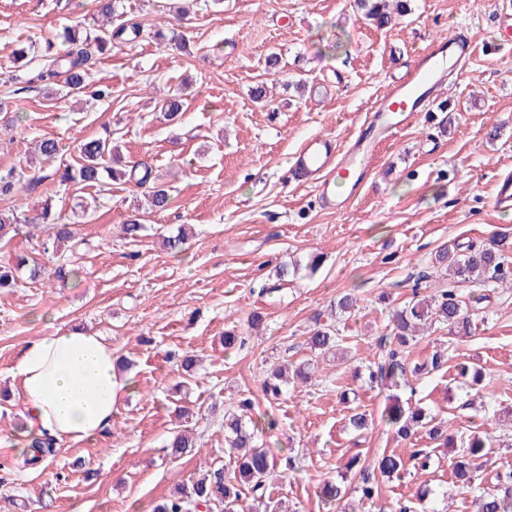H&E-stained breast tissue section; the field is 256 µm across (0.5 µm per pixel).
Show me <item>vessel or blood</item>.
<instances>
[{"label": "vessel or blood", "instance_id": "obj_1", "mask_svg": "<svg viewBox=\"0 0 512 512\" xmlns=\"http://www.w3.org/2000/svg\"><path fill=\"white\" fill-rule=\"evenodd\" d=\"M476 47L475 34L463 27L430 40L416 52L409 69L392 80L387 92L374 102L371 134L357 135L343 147L329 134L309 137L291 159L293 177L314 185L326 208L339 213L346 210L371 174L378 146L395 138L414 113L425 109L448 69L461 71L468 66ZM490 203L495 211H512L511 174L496 178Z\"/></svg>", "mask_w": 512, "mask_h": 512}]
</instances>
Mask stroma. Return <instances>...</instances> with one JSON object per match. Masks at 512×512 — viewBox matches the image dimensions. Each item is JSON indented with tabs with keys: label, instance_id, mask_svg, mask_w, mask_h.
Here are the masks:
<instances>
[{
	"label": "stroma",
	"instance_id": "obj_1",
	"mask_svg": "<svg viewBox=\"0 0 512 512\" xmlns=\"http://www.w3.org/2000/svg\"><path fill=\"white\" fill-rule=\"evenodd\" d=\"M498 2L408 0V15L380 29L354 0H197L186 24L175 20L169 0H122L119 22L142 23L143 33L95 57L89 82L111 91L96 98L68 93L60 78L20 93L11 79L18 50L41 46L75 20L95 28L92 0H0V99L8 104L0 111V170L22 165L32 177L21 200L2 198L0 210L16 207L32 218L51 201L75 220L79 240L46 261L76 267L73 282L23 272L15 288L0 292V512H152L199 474L232 469L224 415L247 397L280 423L264 436L265 448L297 459L295 472L271 482L270 496L286 512H327L320 485L336 477L340 459L369 463L409 448L432 450V466L381 480L368 512H396L426 484L448 489L450 512H475L480 489L453 484L450 452L423 429L396 439L380 420L385 390L354 368L372 360L390 309L413 288L428 294L447 286L437 250L512 237V212L490 204L496 175L512 171V44L494 39ZM458 25L478 39L473 60L378 150L345 212L324 207L314 187L290 181V159L307 137L351 139L426 41ZM159 28L182 34L188 52L158 44ZM273 52L281 56L275 67L266 62ZM261 84L264 102L253 98ZM175 93L184 115L171 125L159 108ZM107 128L127 161L151 170L149 183L62 186L35 157L36 141L53 138L63 161L75 163L77 145ZM156 185L169 189L168 209L145 214L138 237L125 236L123 222ZM183 224L192 234L175 254L163 240ZM312 255L321 258L317 272L302 269L266 293L276 266L304 265ZM347 292L357 296L358 311L332 318ZM255 313L263 324L254 334L248 321ZM317 315L332 320L348 360L318 358L311 380L279 402L267 400V373L310 357ZM76 326L132 359L134 387L122 394L110 430L57 443L38 464L18 468L27 420L13 396L17 355L35 338ZM232 327L245 344L228 351L224 332ZM436 350L447 366L411 378L403 397L449 421L456 435L487 426L501 441L492 466L512 469V420L504 415L512 409V274L491 291L475 335L456 337L436 322L412 356ZM177 354L199 359L193 374L177 366ZM463 361L482 371L481 394L469 403L448 395ZM356 411L373 417L360 434L349 424ZM181 431L194 437V448L168 456Z\"/></svg>",
	"mask_w": 512,
	"mask_h": 512
}]
</instances>
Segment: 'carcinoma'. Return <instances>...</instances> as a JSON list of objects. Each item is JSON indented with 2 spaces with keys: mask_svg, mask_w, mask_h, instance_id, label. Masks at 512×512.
<instances>
[{
  "mask_svg": "<svg viewBox=\"0 0 512 512\" xmlns=\"http://www.w3.org/2000/svg\"><path fill=\"white\" fill-rule=\"evenodd\" d=\"M95 4L101 20L112 22L118 7L117 0H95ZM355 4L372 24L383 27L391 22L387 0H355ZM79 28L78 23L69 26L59 37L49 39L41 46L43 68L30 77L28 83L43 82L63 74L66 87L78 91L83 87L93 56L112 49L120 42L133 41L143 32L139 23L120 24L113 29L103 27L93 34L87 31L83 36ZM182 109L183 101L177 94L167 98L161 106L163 117L168 122L177 121ZM38 151L43 162L52 167V177L62 185H94L107 178L124 177L143 185L149 178L147 172L136 177L134 166L128 171L114 167L121 158L114 154L110 134L80 143L77 147L78 162L74 165L59 161L60 147L52 138L42 139ZM25 182L27 174L22 166L0 171V197L14 196ZM149 197L153 211H162L169 206V193L163 187L153 188ZM41 219L52 230L40 243L44 253L55 255L65 244L74 243L72 225L53 213L47 202L42 205ZM25 223L26 216L21 212L14 209L0 212V240L18 235L19 226ZM510 258L512 253L509 252L505 236L477 248L455 242L441 248L436 254V262L448 266V273L452 276L448 280V287L439 288L427 295L416 290L407 304L393 310L391 328L377 339L380 348L377 360L368 366L369 383L396 386L399 380L410 374L417 376L425 370H440L447 359L439 350L421 365L409 362L410 348L420 339L423 326L435 321L447 325L452 335L474 332L476 327L472 317L475 305L486 300L488 295L472 292L465 294L461 287L468 285L486 289L490 284L502 280V272ZM27 265L28 258L23 255L17 258L13 267L0 266V290L14 287L17 272ZM308 345L312 352L321 354L337 349L339 338L336 329L322 323L321 317H316ZM456 371L467 380L469 388L481 381V371L474 366L459 363ZM289 384L286 369L276 368L263 380V393L273 400H279L287 393ZM381 419L403 440L410 438L416 429L425 428L430 439L441 442L446 448L457 449L452 461V474L456 481L466 486L474 483L477 473L487 467L494 453L495 437L489 430L459 440L456 435L447 432V428L438 423L432 424L421 406L413 405L396 394L389 396V403ZM278 426V421L272 416L254 417V404L251 400L240 401L238 411L224 415V439L233 456V473L226 474L219 469L211 471L197 479L191 491L178 489L155 505L153 512H196L200 507L205 512H213L217 507L222 508V512H235L245 491L251 494L253 501L264 505V512H281L280 504L272 501L268 493L269 479L281 474L278 461L274 455L257 445L260 436ZM54 445L55 439L48 436L32 440L30 450L20 453L19 465L27 467L36 464L43 456L53 453ZM431 459V453L424 449L411 452L407 459L395 452L384 453L372 462V466L360 468L359 478L351 485L341 473L336 479L324 480L320 487L321 498L338 512H366L367 505L373 503L379 494L375 474L387 479L398 478L406 469L407 461L415 462L424 470L430 467ZM434 495V490L423 489L417 495V501L399 504L398 512H439L434 507ZM478 512H512V469L495 473L492 485L483 489L479 496Z\"/></svg>",
  "mask_w": 512,
  "mask_h": 512,
  "instance_id": "carcinoma-1",
  "label": "carcinoma"
}]
</instances>
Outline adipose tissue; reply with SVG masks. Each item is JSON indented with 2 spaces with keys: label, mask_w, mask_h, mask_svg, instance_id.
<instances>
[{
  "label": "adipose tissue",
  "mask_w": 512,
  "mask_h": 512,
  "mask_svg": "<svg viewBox=\"0 0 512 512\" xmlns=\"http://www.w3.org/2000/svg\"><path fill=\"white\" fill-rule=\"evenodd\" d=\"M117 355L103 337L79 328L27 343L14 369L32 434L91 441L113 424L120 392L130 390Z\"/></svg>",
  "instance_id": "obj_1"
}]
</instances>
